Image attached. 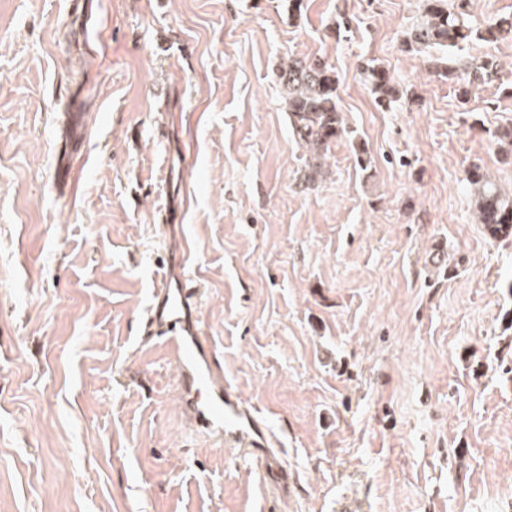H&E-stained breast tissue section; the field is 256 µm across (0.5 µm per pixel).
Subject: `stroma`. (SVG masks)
Listing matches in <instances>:
<instances>
[{
	"label": "stroma",
	"mask_w": 512,
	"mask_h": 512,
	"mask_svg": "<svg viewBox=\"0 0 512 512\" xmlns=\"http://www.w3.org/2000/svg\"><path fill=\"white\" fill-rule=\"evenodd\" d=\"M93 2L95 39L68 0H0V512H512V240L466 181L512 193V41L459 51L498 63L463 100L405 49L420 0ZM291 57L335 67L349 129L315 185ZM370 63L406 96L379 107ZM184 271L269 460L198 430L139 332ZM474 189V217L492 239L512 238V194L505 195L497 184L474 165L466 178Z\"/></svg>",
	"instance_id": "stroma-1"
}]
</instances>
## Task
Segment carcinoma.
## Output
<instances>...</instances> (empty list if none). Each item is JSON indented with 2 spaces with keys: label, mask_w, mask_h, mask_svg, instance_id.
<instances>
[{
  "label": "carcinoma",
  "mask_w": 512,
  "mask_h": 512,
  "mask_svg": "<svg viewBox=\"0 0 512 512\" xmlns=\"http://www.w3.org/2000/svg\"><path fill=\"white\" fill-rule=\"evenodd\" d=\"M471 0H422L420 19L411 27L404 41L409 51L459 48L477 37L486 42L512 40V18L489 22L482 29L474 28L467 20L466 8ZM494 62H469L458 69L444 67L436 73L455 84H482L492 75ZM286 91L288 117L294 137L310 151L308 181L317 182L323 174L325 153L331 144L346 133L338 99L336 71L327 62L305 63L292 59L277 74ZM366 81L383 105L391 102L396 92L393 77L382 66H370ZM468 184L474 189L475 222L483 225L493 238H512V195H505L497 184L475 165L468 171Z\"/></svg>",
  "instance_id": "cac0c4a2"
}]
</instances>
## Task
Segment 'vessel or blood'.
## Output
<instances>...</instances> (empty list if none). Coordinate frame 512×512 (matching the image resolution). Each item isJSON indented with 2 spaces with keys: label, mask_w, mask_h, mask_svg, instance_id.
<instances>
[{
  "label": "vessel or blood",
  "mask_w": 512,
  "mask_h": 512,
  "mask_svg": "<svg viewBox=\"0 0 512 512\" xmlns=\"http://www.w3.org/2000/svg\"><path fill=\"white\" fill-rule=\"evenodd\" d=\"M202 290L191 276L162 282L149 309L145 332L165 338L179 355L183 400L203 429L240 443L241 457L260 461L270 454V434L230 387L215 380L216 360L197 316Z\"/></svg>",
  "instance_id": "vessel-or-blood-1"
}]
</instances>
